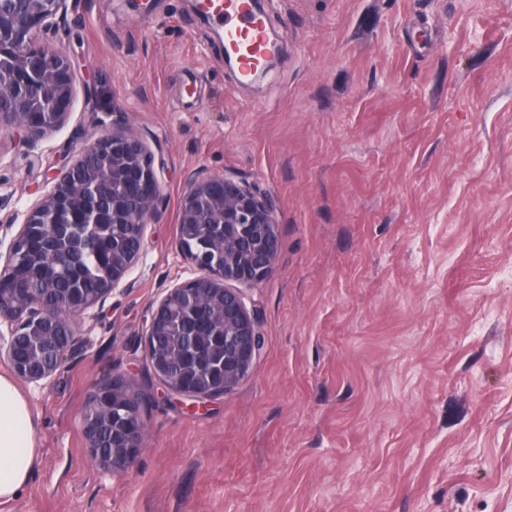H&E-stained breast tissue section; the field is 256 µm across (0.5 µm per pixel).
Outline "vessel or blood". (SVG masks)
Instances as JSON below:
<instances>
[{"label": "vessel or blood", "instance_id": "b4317fda", "mask_svg": "<svg viewBox=\"0 0 512 512\" xmlns=\"http://www.w3.org/2000/svg\"><path fill=\"white\" fill-rule=\"evenodd\" d=\"M202 4L225 36L240 43V71L242 76H249L263 50L264 31L249 12L246 0H202Z\"/></svg>", "mask_w": 512, "mask_h": 512}]
</instances>
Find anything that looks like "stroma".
I'll list each match as a JSON object with an SVG mask.
<instances>
[{"label":"stroma","instance_id":"35a3bbf8","mask_svg":"<svg viewBox=\"0 0 512 512\" xmlns=\"http://www.w3.org/2000/svg\"><path fill=\"white\" fill-rule=\"evenodd\" d=\"M286 54L244 88L189 0H67V120L0 128V244L76 150L113 127L160 165L129 275L64 366L24 386L39 463L0 512H512V0H265ZM248 178L280 250L244 286L263 339L193 409L160 397L153 303L197 277L178 247L188 181ZM134 380L144 447L89 457L94 385Z\"/></svg>","mask_w":512,"mask_h":512}]
</instances>
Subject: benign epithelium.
<instances>
[{"label": "benign epithelium", "instance_id": "7a95c632", "mask_svg": "<svg viewBox=\"0 0 512 512\" xmlns=\"http://www.w3.org/2000/svg\"><path fill=\"white\" fill-rule=\"evenodd\" d=\"M66 0H25L27 7L8 23L0 21V55L11 56V65L0 68V126L24 130L29 142L59 127L67 118L74 94V71L67 51L34 40L36 31L48 29L65 9ZM270 50L263 66L252 73L257 82L280 59L283 47L274 35L266 36ZM56 62L52 70L46 61ZM51 97L43 110H32L33 98ZM129 156L140 159V166L124 175L126 201L137 232L130 258L112 273V280L81 299L62 291L50 304L30 294L26 281L17 274L19 259L39 266L52 277L62 262L75 256H62L47 247L39 250L29 240V228L38 223L40 213L56 205L63 196L76 193L91 200L92 209L81 214L80 222L99 221V184L109 181ZM93 157L110 158L97 180L74 179L77 170ZM52 189L21 214V222L8 250L0 254V361L14 377L26 385L43 386L61 367L75 345L78 326L84 316L105 303L136 263L143 244L146 224L154 217L160 202V183L154 157L144 140L128 131L116 130L82 146L76 158L53 178ZM223 207L224 221L211 226V234L224 247V263L211 261L204 251L179 243L181 252L202 272L166 291L151 308L145 346L154 375L163 383L167 395L187 399L198 407L230 393L248 373L262 348V336L249 313L243 293L229 288L228 282L253 285L271 272L279 251L276 200L237 174L193 179L184 195L179 223L207 224V205ZM223 299L224 358L210 362L219 366L206 384L195 386L175 377L171 364L157 353L161 327L169 307L181 303L192 313L193 328L210 330L214 322H199L193 312L205 290ZM83 434L91 459L103 472L126 475L143 448L144 421L142 399L130 381L116 378L99 384L90 393L81 415Z\"/></svg>", "mask_w": 512, "mask_h": 512}]
</instances>
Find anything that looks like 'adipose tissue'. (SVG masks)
Here are the masks:
<instances>
[{"instance_id":"ef3b65f1","label":"adipose tissue","mask_w":512,"mask_h":512,"mask_svg":"<svg viewBox=\"0 0 512 512\" xmlns=\"http://www.w3.org/2000/svg\"><path fill=\"white\" fill-rule=\"evenodd\" d=\"M38 461L35 422L28 403L13 381L0 375V502L19 495Z\"/></svg>"}]
</instances>
